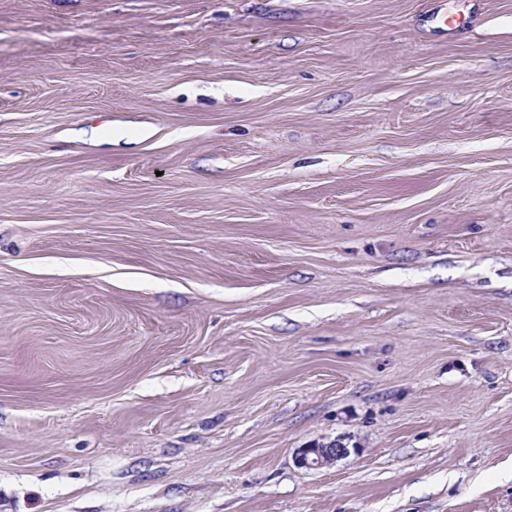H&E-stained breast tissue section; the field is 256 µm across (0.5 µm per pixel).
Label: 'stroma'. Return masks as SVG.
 I'll use <instances>...</instances> for the list:
<instances>
[{"mask_svg": "<svg viewBox=\"0 0 512 512\" xmlns=\"http://www.w3.org/2000/svg\"><path fill=\"white\" fill-rule=\"evenodd\" d=\"M0 512H512V0H0ZM347 453L346 448L313 447L305 448L299 456V463L305 467H322Z\"/></svg>", "mask_w": 512, "mask_h": 512, "instance_id": "obj_1", "label": "stroma"}]
</instances>
